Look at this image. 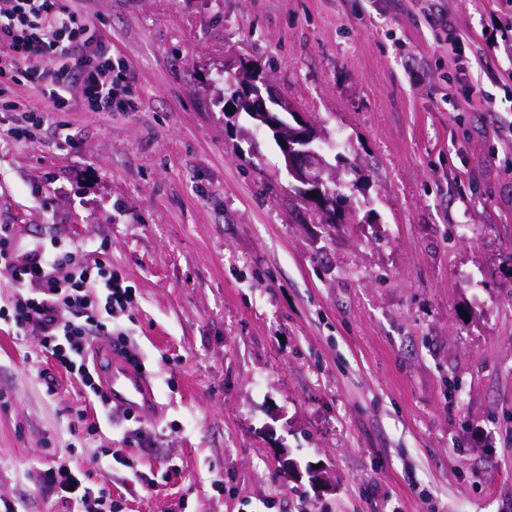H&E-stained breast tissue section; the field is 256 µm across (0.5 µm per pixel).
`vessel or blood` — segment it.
I'll return each instance as SVG.
<instances>
[{
    "mask_svg": "<svg viewBox=\"0 0 512 512\" xmlns=\"http://www.w3.org/2000/svg\"><path fill=\"white\" fill-rule=\"evenodd\" d=\"M92 356L112 402L139 415L153 414L157 408L155 396L142 371L112 349H93Z\"/></svg>",
    "mask_w": 512,
    "mask_h": 512,
    "instance_id": "vessel-or-blood-1",
    "label": "vessel or blood"
}]
</instances>
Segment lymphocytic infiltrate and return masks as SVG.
Here are the masks:
<instances>
[{"label": "lymphocytic infiltrate", "mask_w": 512, "mask_h": 512, "mask_svg": "<svg viewBox=\"0 0 512 512\" xmlns=\"http://www.w3.org/2000/svg\"><path fill=\"white\" fill-rule=\"evenodd\" d=\"M18 74L34 80L46 103L29 112L25 124L9 128L14 140L27 137L51 113L80 99L89 112L134 110L135 72L112 59L109 46L97 35L82 0H0V76ZM95 254L94 264L80 261V252ZM104 246H78L60 238L50 244L17 248L13 227L0 224V273L14 294L0 308V322L16 332H36L42 349L57 366L77 375L101 411L112 409L109 396L96 380L86 353L92 337L112 324L115 314L132 301L130 289L117 282L111 264L101 260ZM100 295H92V288ZM63 507L79 512H118L110 490L92 488L85 474L64 464L41 477Z\"/></svg>", "instance_id": "f902f5d3"}]
</instances>
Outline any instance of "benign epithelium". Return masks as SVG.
<instances>
[{
  "label": "benign epithelium",
  "instance_id": "1",
  "mask_svg": "<svg viewBox=\"0 0 512 512\" xmlns=\"http://www.w3.org/2000/svg\"><path fill=\"white\" fill-rule=\"evenodd\" d=\"M234 77L259 125L272 131L276 140L286 142L280 151L288 176L293 179L292 187L306 196L309 203L335 212L336 191L330 187L335 178L328 176L323 146L317 144L324 137L305 116L278 96L261 69L241 61Z\"/></svg>",
  "mask_w": 512,
  "mask_h": 512
}]
</instances>
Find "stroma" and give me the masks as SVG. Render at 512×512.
I'll list each match as a JSON object with an SVG mask.
<instances>
[{"mask_svg":"<svg viewBox=\"0 0 512 512\" xmlns=\"http://www.w3.org/2000/svg\"><path fill=\"white\" fill-rule=\"evenodd\" d=\"M87 7L135 108L0 142V224L107 243L158 412L88 434L82 382L47 387L37 336L0 328V498L62 512L41 476L65 461L123 512H512V0ZM239 61L332 142L334 223L223 112Z\"/></svg>","mask_w":512,"mask_h":512,"instance_id":"stroma-1","label":"stroma"}]
</instances>
